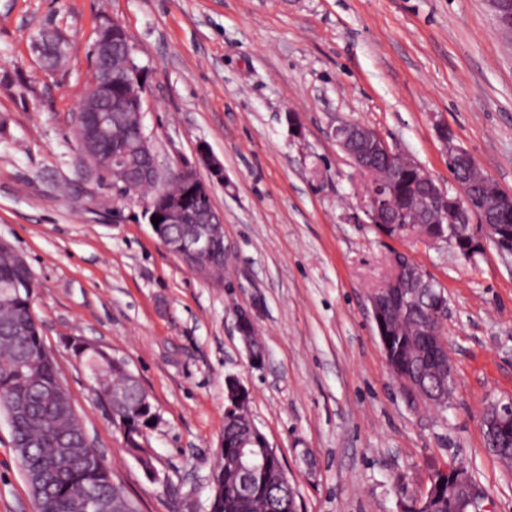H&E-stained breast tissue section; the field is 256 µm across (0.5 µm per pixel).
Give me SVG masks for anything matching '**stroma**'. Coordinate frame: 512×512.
Listing matches in <instances>:
<instances>
[{
    "mask_svg": "<svg viewBox=\"0 0 512 512\" xmlns=\"http://www.w3.org/2000/svg\"><path fill=\"white\" fill-rule=\"evenodd\" d=\"M126 29L148 72L145 124L163 165L206 145L224 166L222 279L189 272L137 200L78 161L73 113L98 27ZM53 33L66 51L45 66ZM356 121L451 185L440 130L512 191V41L487 0H0V238L28 262L34 310L87 434L139 512H209L224 379L249 391L298 512H398L431 473L464 466L496 512L512 468L482 409L512 402V256L389 239L350 215L365 178L329 136ZM410 254L443 288L453 400L394 380L369 293ZM255 311L251 365L234 307ZM126 359L160 415L148 481L66 342ZM0 512H35L0 418Z\"/></svg>",
    "mask_w": 512,
    "mask_h": 512,
    "instance_id": "obj_1",
    "label": "stroma"
}]
</instances>
